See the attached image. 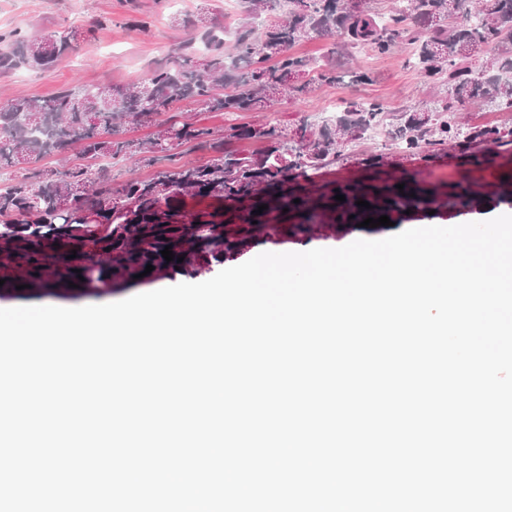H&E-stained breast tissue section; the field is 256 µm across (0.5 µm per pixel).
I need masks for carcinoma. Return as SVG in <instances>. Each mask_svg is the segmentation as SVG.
Here are the masks:
<instances>
[{"mask_svg": "<svg viewBox=\"0 0 512 512\" xmlns=\"http://www.w3.org/2000/svg\"><path fill=\"white\" fill-rule=\"evenodd\" d=\"M248 15L279 10L262 31L242 25L234 34V54H224V38L209 28L207 17L191 23L205 29L211 56L196 69L187 62L160 67L139 85L100 89L71 88L50 97H17L0 107V239L40 255L47 272L61 282L74 277L70 260L55 255L56 243L74 238L99 241L105 235L115 260L126 267L163 263L161 251L185 234L183 224L162 221L158 209H176L181 197L199 195L235 199L249 195L264 183L280 180L293 167L320 169L329 158L343 156L346 147L379 122L385 106L377 100L352 104L334 124L314 131L304 124L289 138L274 127L253 133L258 139L280 140L257 156L226 151L213 132L162 118L179 103L196 104L206 112H251L267 106L282 92L298 98L313 87L340 81L336 68L312 67L292 52L300 41L336 32L353 48H369L380 55L395 43L379 26L371 6L360 9L353 0H245ZM408 12L425 29L415 53L423 77L449 93L432 103L400 115L391 130L394 140L413 155L422 145L443 144L463 135L456 120L458 108L482 104L512 109V77L473 76L467 48L489 43L498 47V70H512V0H477L479 24L459 22L467 13L466 0H407ZM92 32L45 31L29 37L20 31L0 35L13 46L0 52V72L20 65L48 68L72 49L74 42L90 41ZM149 122L153 135L145 140L123 134L130 122ZM194 143L217 153L208 164H184L163 170L148 180L129 179L114 190L107 186L101 161L169 156L174 147ZM79 149L82 163L25 174L28 165L46 157ZM85 187L81 195L75 189ZM194 247L219 260L236 243L224 236L219 224H195Z\"/></svg>", "mask_w": 512, "mask_h": 512, "instance_id": "carcinoma-1", "label": "carcinoma"}]
</instances>
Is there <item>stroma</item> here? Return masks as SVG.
Wrapping results in <instances>:
<instances>
[{
    "instance_id": "obj_1",
    "label": "stroma",
    "mask_w": 512,
    "mask_h": 512,
    "mask_svg": "<svg viewBox=\"0 0 512 512\" xmlns=\"http://www.w3.org/2000/svg\"><path fill=\"white\" fill-rule=\"evenodd\" d=\"M208 14L215 33L246 22L244 9H233L230 0H183L180 11H169L166 0H0V34L43 30H92L90 43L79 44L47 69L21 67L0 75V99L49 96L65 88H96L110 84H137L158 65L178 57L193 58L201 47L202 33L188 25V18ZM414 39L405 34L392 54L380 56L358 51L337 34L313 37L296 44V54L344 71L339 84L314 88L305 97L281 98L270 107L252 112H206L184 103L179 120L206 127L223 137L228 150L260 152L272 148L269 140L251 138L252 130L277 127L289 132L301 124H315L321 112L336 103L382 101L387 112L384 126H391L402 112L413 110L432 98L414 58ZM373 73V82H353L356 69ZM458 123L473 133V140H454L424 148L423 159H404L401 148L390 139L363 135L350 158L311 176L292 171L283 188L296 205L284 208L282 198L268 193L269 206L255 214L254 199L218 201L186 198L179 223L193 224L206 214L222 223L226 237L236 240L235 253L216 262L192 252L183 265L165 266L152 275L130 279L121 275L105 288H14L0 289V308L29 305L80 307L109 304L145 293L212 278L222 268L242 264L263 252H300L310 247L340 248L354 240H379L393 234L431 225L453 226L512 214V141L485 138L489 129L512 130V110L469 105L457 114ZM172 160L159 167L109 162L113 185L128 177H151L156 169H175L191 161L211 162V152L192 144L173 151ZM417 179L420 187L434 190L432 205L411 204L410 214H398L391 226L359 227L348 223L339 196L373 198L375 190ZM472 200L468 214L449 211L448 200L458 193Z\"/></svg>"
}]
</instances>
